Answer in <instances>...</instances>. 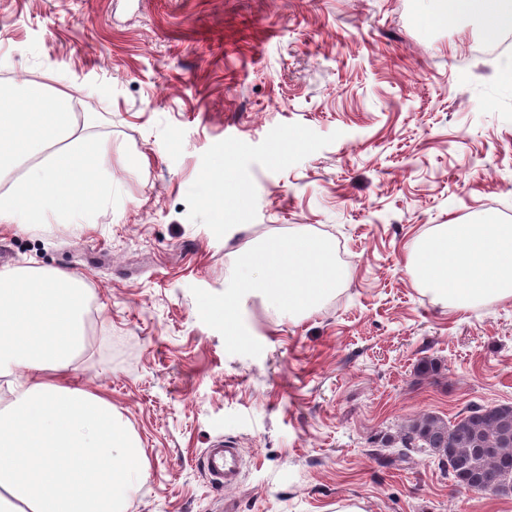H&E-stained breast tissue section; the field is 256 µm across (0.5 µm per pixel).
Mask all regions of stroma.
<instances>
[{"mask_svg": "<svg viewBox=\"0 0 512 512\" xmlns=\"http://www.w3.org/2000/svg\"><path fill=\"white\" fill-rule=\"evenodd\" d=\"M422 5L0 0V82L69 93L122 194L78 224H0V255L90 292L73 380L144 450L125 512H512L380 443L419 413L512 404V300L445 310L406 268L433 225L512 223L508 56L482 54L484 18L432 25ZM306 231L335 250L336 291L295 319L243 296L226 333L238 262ZM224 439L244 460L228 489L201 467Z\"/></svg>", "mask_w": 512, "mask_h": 512, "instance_id": "35a3bbf8", "label": "stroma"}]
</instances>
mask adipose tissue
<instances>
[{
    "label": "adipose tissue",
    "mask_w": 512,
    "mask_h": 512,
    "mask_svg": "<svg viewBox=\"0 0 512 512\" xmlns=\"http://www.w3.org/2000/svg\"><path fill=\"white\" fill-rule=\"evenodd\" d=\"M442 16L479 14L488 35L512 29V0H441ZM253 276L224 295L217 314L236 320L243 294L261 286L269 305L312 309L339 284L336 256L319 236L268 241L246 259ZM413 281L445 308L512 300V224L451 221L407 247ZM84 281L54 272L0 271V512H124L144 473L129 422L67 375L85 347Z\"/></svg>",
    "instance_id": "obj_1"
}]
</instances>
